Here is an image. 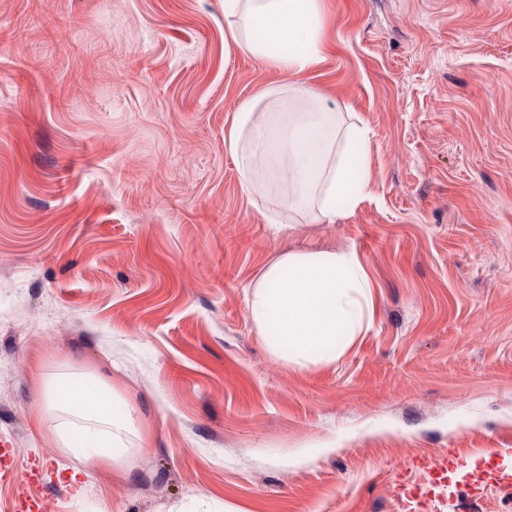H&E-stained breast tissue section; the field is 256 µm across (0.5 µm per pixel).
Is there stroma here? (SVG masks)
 <instances>
[{"label":"stroma","mask_w":512,"mask_h":512,"mask_svg":"<svg viewBox=\"0 0 512 512\" xmlns=\"http://www.w3.org/2000/svg\"><path fill=\"white\" fill-rule=\"evenodd\" d=\"M322 13L302 79L368 130L332 224L242 185L224 137L287 76L226 39L224 0H0V512H512V0ZM317 250L357 256L369 306L299 365L247 298ZM48 366L103 376L147 447L72 483L35 419Z\"/></svg>","instance_id":"stroma-1"}]
</instances>
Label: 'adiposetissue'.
<instances>
[{"label":"adipose tissue","instance_id":"obj_1","mask_svg":"<svg viewBox=\"0 0 512 512\" xmlns=\"http://www.w3.org/2000/svg\"><path fill=\"white\" fill-rule=\"evenodd\" d=\"M227 35L243 52L288 74L289 81L264 90L238 108L224 145L234 156L246 190L258 172L284 175L287 190L269 189L273 209L299 200L317 202V219L335 223L340 204H352L366 180L367 131L337 126L300 76L320 60L323 18L320 0H224ZM370 285L355 256L333 251L289 253L271 263L254 285L248 305L275 353L311 359L335 352L339 339L363 327ZM45 412L62 445L80 464L120 466L132 412L115 416V393L90 373H39Z\"/></svg>","mask_w":512,"mask_h":512}]
</instances>
